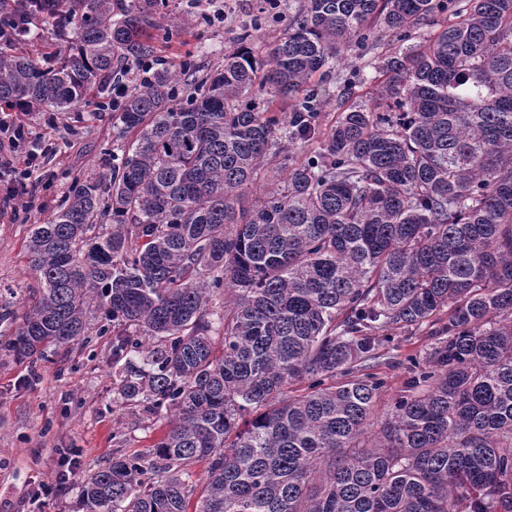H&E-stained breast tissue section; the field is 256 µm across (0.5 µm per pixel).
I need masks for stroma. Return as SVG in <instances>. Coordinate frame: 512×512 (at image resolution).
Here are the masks:
<instances>
[{
	"instance_id": "obj_1",
	"label": "stroma",
	"mask_w": 512,
	"mask_h": 512,
	"mask_svg": "<svg viewBox=\"0 0 512 512\" xmlns=\"http://www.w3.org/2000/svg\"><path fill=\"white\" fill-rule=\"evenodd\" d=\"M176 7L152 36L157 56L177 66L192 59L198 76L224 64L239 31L258 30L251 46L263 57L282 33L275 12L258 18L259 0H174ZM350 63H337L324 83L319 125L329 129L344 109L338 91L355 82ZM112 130L111 100L91 99L76 112H61L50 147L27 181L29 218L0 223V512H81L79 486L120 455L149 456L167 429L166 419L122 403L112 385V336L96 313L87 343L47 349L20 360L4 351L26 310L34 284L25 245L32 225L52 219L74 176L102 170L119 153ZM72 475L60 495L31 496L54 483L62 462Z\"/></svg>"
}]
</instances>
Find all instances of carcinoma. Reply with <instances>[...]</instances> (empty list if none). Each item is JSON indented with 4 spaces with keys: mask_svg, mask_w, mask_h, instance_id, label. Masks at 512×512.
Listing matches in <instances>:
<instances>
[{
    "mask_svg": "<svg viewBox=\"0 0 512 512\" xmlns=\"http://www.w3.org/2000/svg\"><path fill=\"white\" fill-rule=\"evenodd\" d=\"M168 7L0 0V110L78 109L152 60ZM377 25L436 33L371 60L375 107L320 132L312 76ZM254 33L211 75L129 85L122 154L30 229L12 351L67 348L102 310L119 396L167 415L149 463L84 479L82 512H187L202 461L194 512H512V0H303L264 62ZM424 329L368 438L392 332ZM182 479L191 490V502L189 512H191L193 505L198 500L202 490L207 482V469L205 463H198L189 470V475H181Z\"/></svg>",
    "mask_w": 512,
    "mask_h": 512,
    "instance_id": "obj_1",
    "label": "carcinoma"
}]
</instances>
